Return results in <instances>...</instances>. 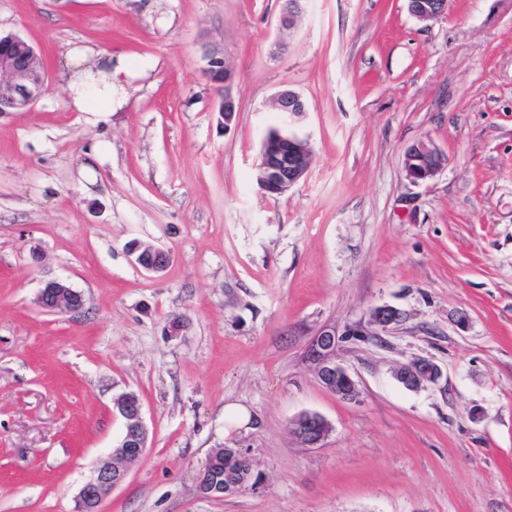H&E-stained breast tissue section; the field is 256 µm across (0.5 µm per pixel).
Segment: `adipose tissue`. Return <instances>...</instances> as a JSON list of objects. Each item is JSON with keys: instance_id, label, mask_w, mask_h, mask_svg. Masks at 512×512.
<instances>
[{"instance_id": "adipose-tissue-1", "label": "adipose tissue", "mask_w": 512, "mask_h": 512, "mask_svg": "<svg viewBox=\"0 0 512 512\" xmlns=\"http://www.w3.org/2000/svg\"><path fill=\"white\" fill-rule=\"evenodd\" d=\"M64 69L70 107L88 113L92 124L109 123L113 105L123 91L119 77L131 74L130 64L108 52L92 54L75 46L64 56Z\"/></svg>"}]
</instances>
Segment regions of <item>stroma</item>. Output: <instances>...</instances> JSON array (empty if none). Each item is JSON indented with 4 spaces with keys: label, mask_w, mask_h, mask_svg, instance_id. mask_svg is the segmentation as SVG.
<instances>
[{
    "label": "stroma",
    "mask_w": 512,
    "mask_h": 512,
    "mask_svg": "<svg viewBox=\"0 0 512 512\" xmlns=\"http://www.w3.org/2000/svg\"><path fill=\"white\" fill-rule=\"evenodd\" d=\"M0 0V33L45 56L32 107L0 115V512H74L117 446L115 402L142 404L144 453L102 512H512V0ZM154 61L108 125L68 108L73 46ZM234 74L225 123L202 74ZM305 99L287 121L271 102ZM277 128L314 154L279 196L255 180ZM445 158L409 181L406 150ZM170 256L151 273L132 242ZM84 297L37 304L44 283ZM403 310L381 330L370 312ZM335 325L345 401L317 379ZM438 364L406 389L396 367ZM252 419L231 430L224 408ZM314 412L320 447L288 432ZM253 463L247 488L198 490L210 453ZM409 13L422 22L433 21L447 12L448 0H406ZM274 107L282 115H288V121L301 117L307 112V105L302 96L293 90L279 92L274 99ZM37 303L43 310L53 314L77 313L84 306L82 294L61 280L49 281L40 290ZM339 336L336 326L325 325L315 334L309 350L319 381L332 393L344 400H355L359 395L358 382L341 365L336 364L335 352ZM395 376L407 389H417L424 384L436 385L442 378L443 371L433 361L415 358L399 365Z\"/></svg>",
    "instance_id": "1"
}]
</instances>
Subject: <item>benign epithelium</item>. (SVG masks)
Segmentation results:
<instances>
[{
	"instance_id": "obj_1",
	"label": "benign epithelium",
	"mask_w": 512,
	"mask_h": 512,
	"mask_svg": "<svg viewBox=\"0 0 512 512\" xmlns=\"http://www.w3.org/2000/svg\"><path fill=\"white\" fill-rule=\"evenodd\" d=\"M280 16L281 27H291L303 11L305 0H283ZM409 13L422 22L433 21L447 12L448 0H407ZM203 74L218 91L224 92L218 102V112L224 116V125H229L237 112L231 93L233 74L224 64V58L212 54L206 58ZM46 81V67L42 54L26 39L8 34L0 35V114L31 107L41 95ZM274 107L282 115L292 119L307 112L302 96L293 90L279 92ZM313 161L309 145L292 134L279 129L270 130L265 136L257 164L256 182L259 188L270 195H282L298 184L307 174ZM444 163L443 156L424 142L412 145L405 153L403 170L405 176L415 182L433 178ZM131 253L143 269L162 271L167 263V254L152 245L135 246ZM37 303L43 310L53 314L77 313L84 306L82 294L61 280L49 281L40 290ZM371 321L385 330L406 319V313L391 305L374 308ZM336 327L325 325L315 334L309 350L319 381L332 393L344 400H354L359 395L358 382L335 361L338 346ZM443 376L442 368L427 359L415 358L399 365L396 379L408 389H417L425 384L435 385ZM116 407L125 420L123 439L112 457L101 462L94 476L86 482L76 497L75 512H99L102 501L124 477V472L115 463V457L138 459L147 443V427L142 407L136 395L122 396ZM331 431L329 423L320 415L305 412L290 432L302 444L315 448L322 444Z\"/></svg>"
}]
</instances>
